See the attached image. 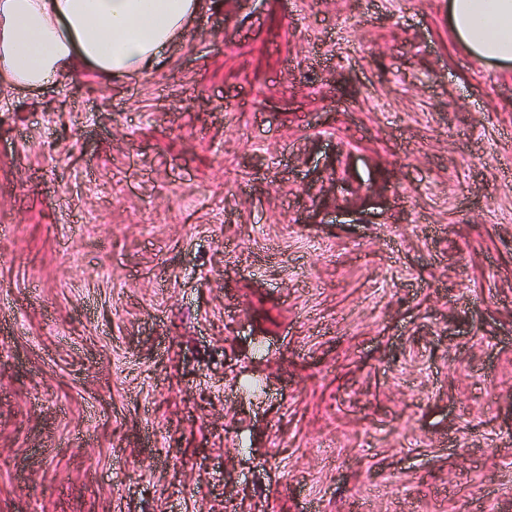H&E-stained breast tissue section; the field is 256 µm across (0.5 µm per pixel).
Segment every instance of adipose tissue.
Wrapping results in <instances>:
<instances>
[{
  "label": "adipose tissue",
  "instance_id": "obj_1",
  "mask_svg": "<svg viewBox=\"0 0 512 512\" xmlns=\"http://www.w3.org/2000/svg\"><path fill=\"white\" fill-rule=\"evenodd\" d=\"M209 0H0V89L33 92L80 71L133 74L158 62ZM455 42L512 61V0H448Z\"/></svg>",
  "mask_w": 512,
  "mask_h": 512
}]
</instances>
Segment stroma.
<instances>
[{
	"instance_id": "stroma-1",
	"label": "stroma",
	"mask_w": 512,
	"mask_h": 512,
	"mask_svg": "<svg viewBox=\"0 0 512 512\" xmlns=\"http://www.w3.org/2000/svg\"><path fill=\"white\" fill-rule=\"evenodd\" d=\"M0 512H512V65L448 0L0 94Z\"/></svg>"
}]
</instances>
